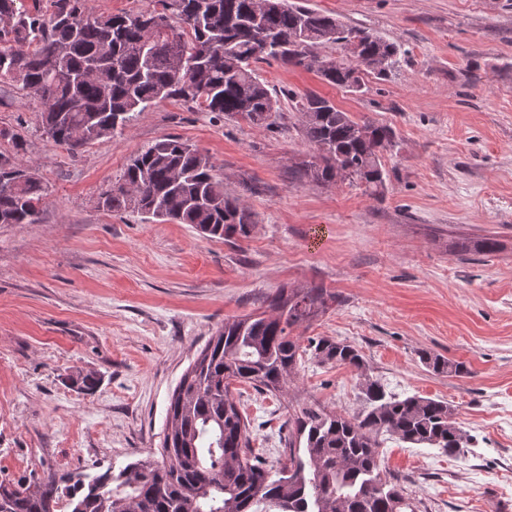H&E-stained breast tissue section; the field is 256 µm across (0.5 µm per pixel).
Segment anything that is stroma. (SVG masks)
Instances as JSON below:
<instances>
[{
  "mask_svg": "<svg viewBox=\"0 0 512 512\" xmlns=\"http://www.w3.org/2000/svg\"><path fill=\"white\" fill-rule=\"evenodd\" d=\"M301 3L400 53L386 76L361 69L359 92L259 64L279 99L271 130L165 100L72 152L45 134L39 99L0 80V153L47 187L38 223L0 224V481L160 457L171 394L224 322L266 312L280 288L319 286L325 312L294 335L353 344L365 373L307 355L283 393L238 386L253 447L278 458L297 400L354 416L363 377L379 379L447 401L473 438L454 456L386 440L384 474L416 512H512V0ZM290 90L395 130L376 193L306 175L315 151ZM166 136L209 157L253 212L249 237L103 207ZM486 239L496 253L476 251ZM423 350L467 374L433 372Z\"/></svg>",
  "mask_w": 512,
  "mask_h": 512,
  "instance_id": "stroma-1",
  "label": "stroma"
}]
</instances>
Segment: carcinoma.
I'll use <instances>...</instances> for the list:
<instances>
[{
	"label": "carcinoma",
	"mask_w": 512,
	"mask_h": 512,
	"mask_svg": "<svg viewBox=\"0 0 512 512\" xmlns=\"http://www.w3.org/2000/svg\"><path fill=\"white\" fill-rule=\"evenodd\" d=\"M138 13L94 15L85 0H53V11L25 0H0V80L36 95L46 134L74 150L121 135L134 114L174 100L194 103L229 119L268 129L277 126L278 100L257 64H303L294 44L263 46L248 26L256 5L269 29L285 38L299 27L317 45L363 32L330 14L288 0H155ZM399 48L366 33L361 64L383 75ZM328 84L359 87L352 66L325 60L308 65ZM298 100L301 132L318 151L306 173L333 182L350 171L354 182L376 191L384 182L382 154L396 146L389 125L357 121L328 99L307 93ZM47 188L35 174L0 153V224H35ZM103 206L158 223L189 224L211 239L246 238L253 213L224 194L209 158L179 137L168 136L139 152ZM326 292L281 288L270 302L276 315L227 321L187 368L173 391L161 444L151 456L90 481L66 487L71 512H256L268 502L278 512H416L401 487L382 475L385 436L428 445L452 455L470 441L443 400L399 396L364 379L365 409L356 417L306 400L288 418L282 451L268 460L250 446V422L232 397L237 384L265 394L283 392L302 349L292 328L326 306ZM308 347L322 363L364 373L361 351L320 337ZM420 360L433 371L459 375L464 366L428 351ZM66 475L48 473L17 483L0 482V512H57Z\"/></svg>",
	"instance_id": "1"
}]
</instances>
